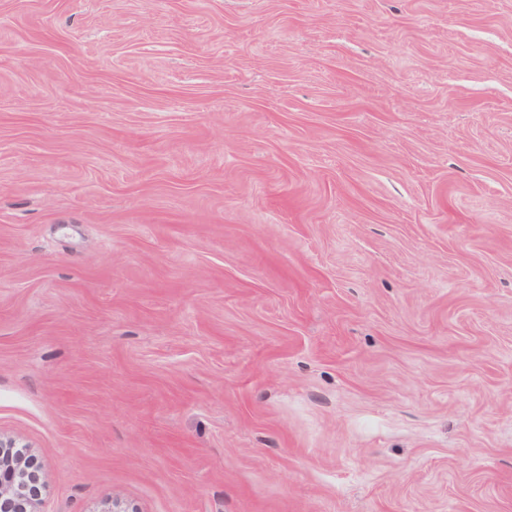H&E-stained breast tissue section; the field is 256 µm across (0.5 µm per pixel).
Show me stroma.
Returning <instances> with one entry per match:
<instances>
[{
    "mask_svg": "<svg viewBox=\"0 0 512 512\" xmlns=\"http://www.w3.org/2000/svg\"><path fill=\"white\" fill-rule=\"evenodd\" d=\"M0 434L42 512H512V0H0Z\"/></svg>",
    "mask_w": 512,
    "mask_h": 512,
    "instance_id": "obj_1",
    "label": "stroma"
}]
</instances>
